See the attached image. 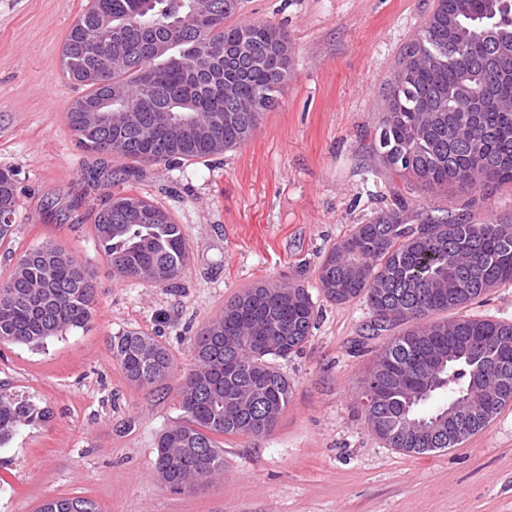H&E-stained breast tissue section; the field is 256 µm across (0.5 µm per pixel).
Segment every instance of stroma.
Here are the masks:
<instances>
[{"label":"stroma","instance_id":"35a3bbf8","mask_svg":"<svg viewBox=\"0 0 512 512\" xmlns=\"http://www.w3.org/2000/svg\"><path fill=\"white\" fill-rule=\"evenodd\" d=\"M90 0H0V170L18 193L16 256L52 241L96 273L85 327L30 346L0 342V392L33 402L45 420L0 447V512H37L79 496L98 512H512V402L462 445L418 455L370 432L356 393L390 332L365 336V302L327 301L319 255L390 207L457 210L456 186L428 193L386 171L373 132L388 83L436 0H241L235 22L287 33L291 77L277 106L242 146L180 163H139L79 149L66 112L81 96L62 48ZM108 193L134 194L168 212L188 244L179 287L114 277L89 211ZM290 277L318 320L302 351L277 360L293 385L277 427L254 440L221 436L224 473L174 492L158 483L157 440L180 420L178 389L191 340L241 288ZM158 334L174 367L161 386L128 383L110 351L118 333Z\"/></svg>","mask_w":512,"mask_h":512}]
</instances>
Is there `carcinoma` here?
<instances>
[{
  "instance_id": "obj_1",
  "label": "carcinoma",
  "mask_w": 512,
  "mask_h": 512,
  "mask_svg": "<svg viewBox=\"0 0 512 512\" xmlns=\"http://www.w3.org/2000/svg\"><path fill=\"white\" fill-rule=\"evenodd\" d=\"M93 0L65 40L66 76L85 87L84 99L105 87L86 82L82 68L104 43L94 26L99 14L126 19L123 69L109 80L125 95L112 102V126L88 133L91 112H67L76 145L88 152L136 162L171 163L213 154L208 140L187 135L173 140L168 127L176 116L193 118L212 137L234 148L249 139L264 113L273 110L288 82L291 64L274 47L275 27L264 22L232 23L238 8L226 0H203L200 21L183 31L173 53L188 58L183 67L152 54L168 37L192 0ZM467 26L479 28L489 0H437L432 17L399 62L410 83L394 73L389 110L371 143L390 172L410 177L431 193L457 185L475 194L461 212L412 208L401 194L372 221L357 224L344 239L319 256L318 286L331 302L364 298L372 312L368 330L376 336L403 329L381 348L370 373L377 390L371 399L358 391L367 427L390 447L422 454L455 448L448 425L466 422L468 434L484 430L512 401V323L452 316L512 283V222H473L470 211L487 191L512 185V79L487 69L489 41H474L459 52L448 41V10ZM241 51L224 59V46ZM480 75L475 93L500 100L494 112H473L472 103L448 101L440 92L460 73ZM0 194L17 205L12 173L0 170ZM94 238L113 275L171 286L188 259L181 225L147 200L109 196L94 213ZM171 277L159 281L157 269ZM94 275L76 258L50 243L21 252L0 282V342L40 345L71 328L83 327L96 302ZM314 304L293 280H267L241 289L220 314L194 336L196 366L180 384L182 421L157 442L154 472L173 490L186 482L224 473V448L217 436L261 439L277 426L291 398L288 379L274 361L302 349L315 328ZM112 357L133 385L157 386L173 365L169 349L155 336L128 330L112 338ZM45 418L36 406L0 392V445L23 425ZM38 512H96L82 497H58Z\"/></svg>"
}]
</instances>
